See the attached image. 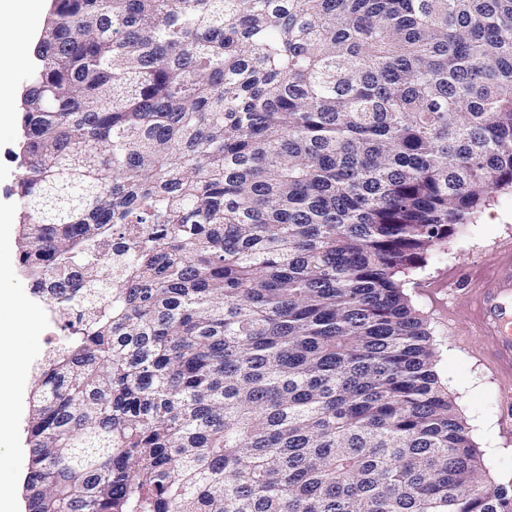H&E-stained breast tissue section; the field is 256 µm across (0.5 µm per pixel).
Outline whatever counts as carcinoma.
Instances as JSON below:
<instances>
[{
	"mask_svg": "<svg viewBox=\"0 0 512 512\" xmlns=\"http://www.w3.org/2000/svg\"><path fill=\"white\" fill-rule=\"evenodd\" d=\"M39 43L27 512H512L398 280L512 185V0H52Z\"/></svg>",
	"mask_w": 512,
	"mask_h": 512,
	"instance_id": "1",
	"label": "carcinoma"
}]
</instances>
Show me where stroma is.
<instances>
[{
    "instance_id": "35a3bbf8",
    "label": "stroma",
    "mask_w": 512,
    "mask_h": 512,
    "mask_svg": "<svg viewBox=\"0 0 512 512\" xmlns=\"http://www.w3.org/2000/svg\"><path fill=\"white\" fill-rule=\"evenodd\" d=\"M21 117L16 106L10 119L0 122V292L19 296L38 318L35 332L24 336L29 353L22 370L0 377V402L10 406L16 417L15 436L0 439V496L20 504L25 501L29 397L37 384L39 364L64 334L63 319L31 295L21 271L20 204L12 193L21 172ZM508 239H512V188L495 193L486 211L457 229L444 247L443 259L411 275L407 293L428 319L440 383L483 454L486 480L512 485V439H505L501 426L503 413L512 405V378L501 371L489 341L475 330L474 299L468 287L445 289L449 276L464 278L486 268L492 246Z\"/></svg>"
}]
</instances>
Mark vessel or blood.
Here are the masks:
<instances>
[{
    "label": "vessel or blood",
    "mask_w": 512,
    "mask_h": 512,
    "mask_svg": "<svg viewBox=\"0 0 512 512\" xmlns=\"http://www.w3.org/2000/svg\"><path fill=\"white\" fill-rule=\"evenodd\" d=\"M491 268V286L476 291L477 329L491 339L498 363L512 371V310L503 303L504 296L512 293V252Z\"/></svg>",
    "instance_id": "1"
}]
</instances>
